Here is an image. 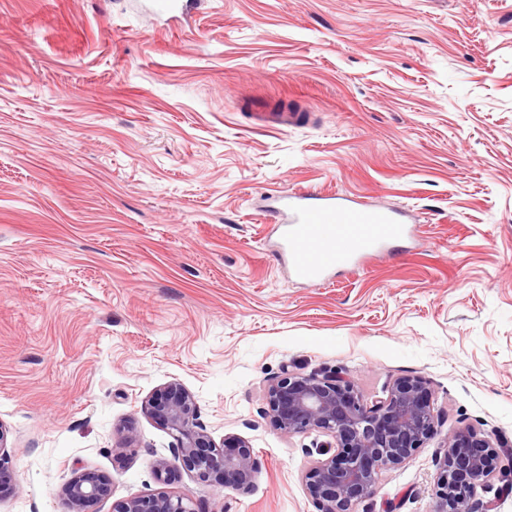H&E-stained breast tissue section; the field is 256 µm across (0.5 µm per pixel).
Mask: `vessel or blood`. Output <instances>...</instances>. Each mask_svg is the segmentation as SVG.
<instances>
[{
	"label": "vessel or blood",
	"mask_w": 512,
	"mask_h": 512,
	"mask_svg": "<svg viewBox=\"0 0 512 512\" xmlns=\"http://www.w3.org/2000/svg\"><path fill=\"white\" fill-rule=\"evenodd\" d=\"M254 119L260 127L280 129L305 122L306 115L258 112ZM269 208L276 218V259L305 284L324 282L412 233L402 214L339 192L280 193Z\"/></svg>",
	"instance_id": "obj_1"
}]
</instances>
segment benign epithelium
<instances>
[{
  "label": "benign epithelium",
  "instance_id": "7a95c632",
  "mask_svg": "<svg viewBox=\"0 0 512 512\" xmlns=\"http://www.w3.org/2000/svg\"><path fill=\"white\" fill-rule=\"evenodd\" d=\"M270 420L289 436L316 430L329 440L318 449L321 459L307 472L310 492L321 512H352L351 506L374 495L379 474L408 460L435 432L430 392L415 377L396 380L386 399L369 404L358 389L339 374L298 375L283 371L267 391ZM146 413L161 423L176 440L177 467L164 459L153 463L155 479L175 482L179 468L201 483L245 490L258 468L254 449L239 437L217 445L199 420L194 397L179 383L155 390L145 404ZM499 456L489 438L471 429L450 434L437 474V512H490L492 503L476 498L477 488L493 480L507 490L512 468L497 467ZM11 450L0 425V493L12 481ZM70 512H88L108 497L110 479L91 470L74 471L61 487ZM113 512H203L191 497L158 493L120 501Z\"/></svg>",
  "mask_w": 512,
  "mask_h": 512
}]
</instances>
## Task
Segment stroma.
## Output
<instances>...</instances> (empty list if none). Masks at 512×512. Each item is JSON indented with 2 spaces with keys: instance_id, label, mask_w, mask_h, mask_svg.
Instances as JSON below:
<instances>
[{
  "instance_id": "35a3bbf8",
  "label": "stroma",
  "mask_w": 512,
  "mask_h": 512,
  "mask_svg": "<svg viewBox=\"0 0 512 512\" xmlns=\"http://www.w3.org/2000/svg\"><path fill=\"white\" fill-rule=\"evenodd\" d=\"M178 2L0 0V512H68L78 468L112 479L92 512H319L324 435L266 416L286 370L370 403L421 377L436 434L353 512H436L448 434L512 460V0ZM277 106L311 119L254 126ZM298 189L412 208L414 237L295 283L263 199ZM172 382L252 446L248 490L157 483L175 440L142 405ZM113 512H203L200 505L191 497L158 493L150 496L134 497L120 501Z\"/></svg>"
}]
</instances>
